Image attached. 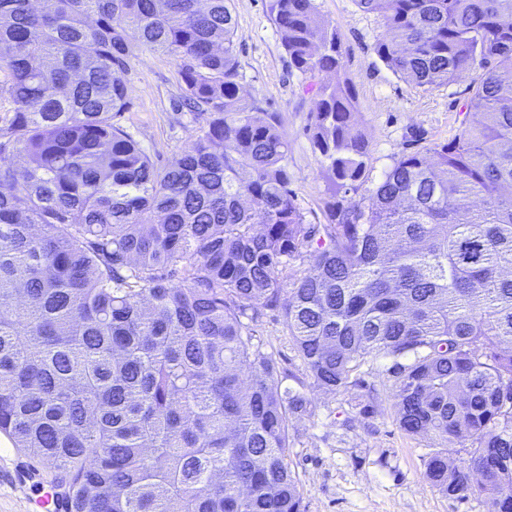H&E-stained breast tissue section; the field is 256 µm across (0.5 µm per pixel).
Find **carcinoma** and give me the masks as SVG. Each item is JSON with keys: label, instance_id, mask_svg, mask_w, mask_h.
Segmentation results:
<instances>
[{"label": "carcinoma", "instance_id": "cac0c4a2", "mask_svg": "<svg viewBox=\"0 0 512 512\" xmlns=\"http://www.w3.org/2000/svg\"><path fill=\"white\" fill-rule=\"evenodd\" d=\"M232 2L0 0V433L66 512H303L307 400L241 320L260 304L317 388L390 361L399 428L471 442L462 467L429 456L430 484L512 512V0H356L405 82L473 77L460 134L372 189L337 28L268 0L314 96L324 224L289 188L278 113L240 93ZM136 46L203 117L162 168L115 122Z\"/></svg>", "mask_w": 512, "mask_h": 512}]
</instances>
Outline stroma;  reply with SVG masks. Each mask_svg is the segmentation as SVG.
Returning a JSON list of instances; mask_svg holds the SVG:
<instances>
[{"mask_svg":"<svg viewBox=\"0 0 512 512\" xmlns=\"http://www.w3.org/2000/svg\"><path fill=\"white\" fill-rule=\"evenodd\" d=\"M316 4L320 21L336 26L342 38L344 72L359 104L356 121L368 141L369 184L378 183L398 155L448 142L461 132L470 79L428 90L413 87L376 55L382 27L375 15L355 0ZM234 13L240 86L246 98L279 113L290 144V187L307 221L318 222L329 192L307 134L314 99L302 77L288 68L266 0H234ZM121 78L129 108L118 122L155 163L167 164L195 142L202 120L179 109L181 91L169 56L135 48ZM242 321L254 344L273 355L281 386L309 401L306 412L290 422L288 450L305 512H489L484 497L458 500L426 480L427 460L442 445L433 436L408 435L396 426L387 365L374 364L366 377L374 394L351 384L335 392L317 389L280 320L262 309L247 312Z\"/></svg>","mask_w":512,"mask_h":512,"instance_id":"1","label":"stroma"}]
</instances>
